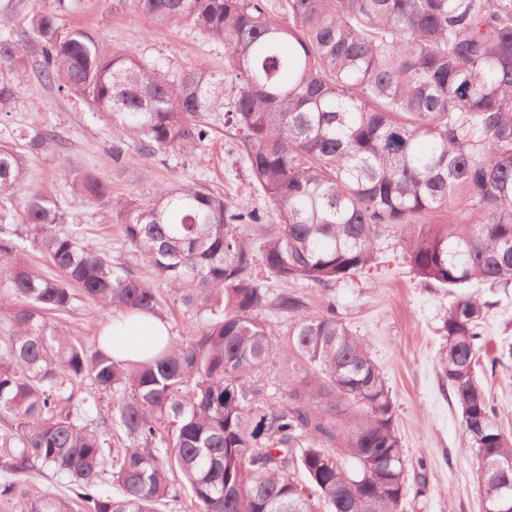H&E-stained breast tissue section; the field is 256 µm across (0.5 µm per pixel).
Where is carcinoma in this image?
<instances>
[{
    "instance_id": "cac0c4a2",
    "label": "carcinoma",
    "mask_w": 512,
    "mask_h": 512,
    "mask_svg": "<svg viewBox=\"0 0 512 512\" xmlns=\"http://www.w3.org/2000/svg\"><path fill=\"white\" fill-rule=\"evenodd\" d=\"M112 9L223 42L227 73L105 53L35 9L23 37L0 40V105L13 97L4 73L29 63L105 121L120 172L138 156L202 163L199 149L227 132L277 223L199 182L128 199L94 172L60 170L81 198L112 206L147 278L77 236L56 201L15 205L24 163L0 145V502L162 512L185 490L195 512H404L396 410L366 342L334 306L310 312L256 273L329 288L369 266L390 229L419 278L462 290L441 376L482 496L512 497V433L478 378L502 360L486 351L488 303L463 292L512 284V0H282V18L268 0ZM57 141L46 130L30 147ZM25 236L57 275L30 261ZM156 280L199 319L146 361L88 349L52 321L82 298L106 318L160 317ZM265 307L292 321L286 344ZM275 362L288 388L272 403L259 379ZM44 469L70 495L28 485Z\"/></svg>"
}]
</instances>
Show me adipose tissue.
<instances>
[{
  "label": "adipose tissue",
  "mask_w": 512,
  "mask_h": 512,
  "mask_svg": "<svg viewBox=\"0 0 512 512\" xmlns=\"http://www.w3.org/2000/svg\"><path fill=\"white\" fill-rule=\"evenodd\" d=\"M168 336L167 323L157 316L121 314L104 331L102 344L113 358L143 360L152 356Z\"/></svg>",
  "instance_id": "adipose-tissue-1"
}]
</instances>
